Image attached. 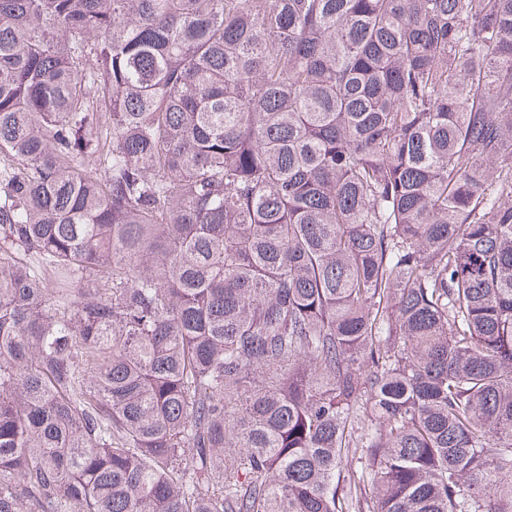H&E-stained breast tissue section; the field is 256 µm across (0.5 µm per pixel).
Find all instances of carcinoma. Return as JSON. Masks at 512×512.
Segmentation results:
<instances>
[{
    "label": "carcinoma",
    "instance_id": "obj_1",
    "mask_svg": "<svg viewBox=\"0 0 512 512\" xmlns=\"http://www.w3.org/2000/svg\"><path fill=\"white\" fill-rule=\"evenodd\" d=\"M0 512H512V0H0Z\"/></svg>",
    "mask_w": 512,
    "mask_h": 512
}]
</instances>
